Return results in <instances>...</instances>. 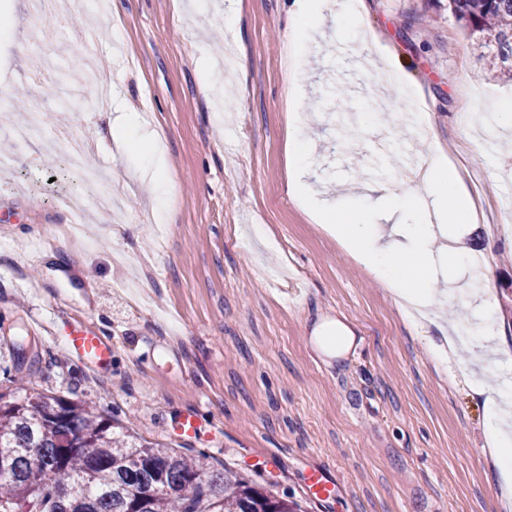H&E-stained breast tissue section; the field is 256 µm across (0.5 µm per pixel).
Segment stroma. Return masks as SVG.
Instances as JSON below:
<instances>
[{"mask_svg":"<svg viewBox=\"0 0 512 512\" xmlns=\"http://www.w3.org/2000/svg\"><path fill=\"white\" fill-rule=\"evenodd\" d=\"M11 4L0 26V340L29 337L39 354L21 361L0 348V393L24 377V394L85 401L150 441L208 454L303 512H512L484 450V398L464 380L479 338L437 362V330L408 322L289 191V0H61L57 18ZM366 23L392 42L426 99L409 101L380 65L353 64L365 54L362 34L345 56L335 34L317 39L298 110L315 145L308 179L330 195L367 179L409 190L405 171L374 152L380 137L397 147L409 109L428 106L445 145L461 106L477 119L512 101V79L488 70L448 0H370ZM58 26L57 45L34 35ZM90 28L100 37L88 49L79 35ZM203 63L213 88L197 75ZM39 69V87L21 81ZM122 110L140 113L167 150L164 222L152 218L153 187L137 179L146 150L127 154L112 139ZM8 114L35 122L36 140L8 138ZM63 125L92 145L88 171L69 164L65 147L41 153ZM472 133L501 144L494 156H452L481 221L461 228L457 247L476 256L484 225H512L500 198L512 178V125L476 123ZM79 206L90 245L44 243ZM493 259L487 331L512 378V238L497 239ZM332 314L361 343L322 363L309 327ZM76 320L111 337L109 376L67 354ZM151 338L168 345L158 365L137 359ZM192 410L200 426L186 442L174 430ZM312 464L339 483L334 505L307 496Z\"/></svg>","mask_w":512,"mask_h":512,"instance_id":"obj_1","label":"stroma"}]
</instances>
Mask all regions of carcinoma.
I'll return each mask as SVG.
<instances>
[{
	"mask_svg": "<svg viewBox=\"0 0 512 512\" xmlns=\"http://www.w3.org/2000/svg\"><path fill=\"white\" fill-rule=\"evenodd\" d=\"M486 49V65L512 76V0H448ZM0 512H299L201 453H179L116 431L87 403L0 393Z\"/></svg>",
	"mask_w": 512,
	"mask_h": 512,
	"instance_id": "cac0c4a2",
	"label": "carcinoma"
}]
</instances>
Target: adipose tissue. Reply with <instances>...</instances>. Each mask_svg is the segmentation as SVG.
I'll list each match as a JSON object with an SVG mask.
<instances>
[{"mask_svg":"<svg viewBox=\"0 0 512 512\" xmlns=\"http://www.w3.org/2000/svg\"><path fill=\"white\" fill-rule=\"evenodd\" d=\"M367 14L365 0H292L288 13L292 56L301 60L313 35L334 30L348 35L360 28ZM296 118L288 120V177L293 196L302 208L371 273L379 277L401 306L430 317L434 306L453 298L450 290L436 288L430 276L432 246L444 224L477 223L478 217L465 181L450 161L441 144H433L428 155L429 169L422 184L398 195L386 191L384 183H368L362 200L380 196L387 211L399 214L393 237L375 227L370 207L354 209L343 197L317 200L305 181L307 161L313 151L310 140L302 135ZM115 138L127 149L146 145L151 154L149 174L160 198H167L171 184L164 151L147 132L137 113H126L113 129ZM481 367L476 390L484 394L485 438L493 457L501 467L503 484L512 483V397L497 389L498 374L489 372L492 360L480 354Z\"/></svg>","mask_w":512,"mask_h":512,"instance_id":"obj_1","label":"adipose tissue"}]
</instances>
